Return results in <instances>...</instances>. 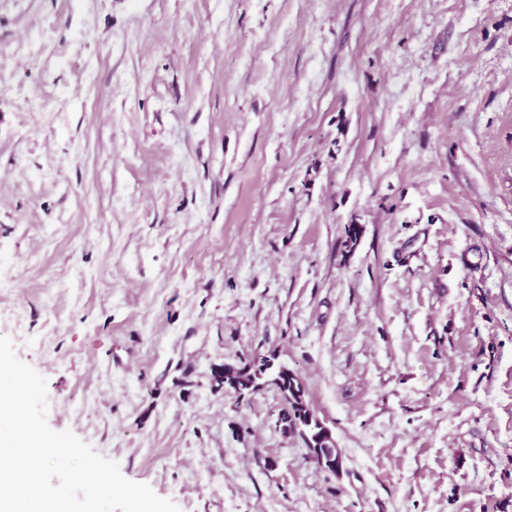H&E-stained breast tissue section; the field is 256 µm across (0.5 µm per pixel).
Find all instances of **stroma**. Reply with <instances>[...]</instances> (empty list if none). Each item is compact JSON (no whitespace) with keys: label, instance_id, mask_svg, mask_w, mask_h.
I'll return each mask as SVG.
<instances>
[{"label":"stroma","instance_id":"35a3bbf8","mask_svg":"<svg viewBox=\"0 0 512 512\" xmlns=\"http://www.w3.org/2000/svg\"><path fill=\"white\" fill-rule=\"evenodd\" d=\"M0 335L180 512H512V0H0ZM277 359V355L271 354L246 363H224L211 370L212 387L232 390L239 395L266 385L276 387L284 402L276 428L301 440L320 467L339 474L341 449L336 448L330 430L311 410L298 375L287 364L276 363Z\"/></svg>","mask_w":512,"mask_h":512}]
</instances>
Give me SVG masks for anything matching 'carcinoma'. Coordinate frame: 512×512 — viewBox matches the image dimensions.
<instances>
[{
  "label": "carcinoma",
  "instance_id": "carcinoma-1",
  "mask_svg": "<svg viewBox=\"0 0 512 512\" xmlns=\"http://www.w3.org/2000/svg\"><path fill=\"white\" fill-rule=\"evenodd\" d=\"M210 380L212 386L240 395L266 385L276 387L284 402L276 428L301 440L320 467L339 474L342 468L341 449L334 444L330 430L311 410L298 375L288 365L277 362L276 354L257 357L246 363H226L211 370Z\"/></svg>",
  "mask_w": 512,
  "mask_h": 512
}]
</instances>
